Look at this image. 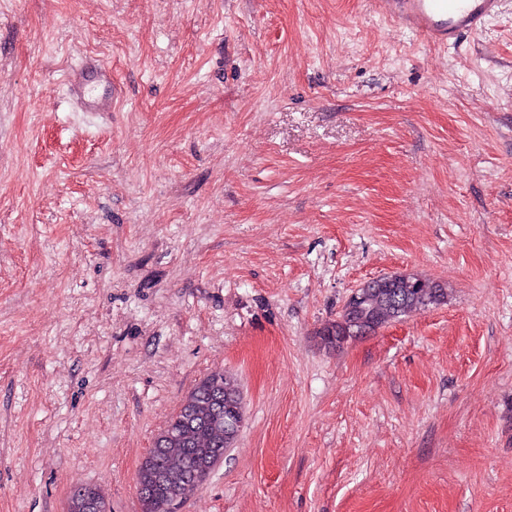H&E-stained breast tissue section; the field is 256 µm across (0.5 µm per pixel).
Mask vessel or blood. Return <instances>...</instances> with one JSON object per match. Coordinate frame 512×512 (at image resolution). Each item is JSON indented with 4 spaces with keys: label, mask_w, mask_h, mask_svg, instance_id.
<instances>
[{
    "label": "vessel or blood",
    "mask_w": 512,
    "mask_h": 512,
    "mask_svg": "<svg viewBox=\"0 0 512 512\" xmlns=\"http://www.w3.org/2000/svg\"><path fill=\"white\" fill-rule=\"evenodd\" d=\"M375 10L400 28L428 43L448 45L465 34L481 32L500 11V0H372ZM112 84V69L94 61L88 70H74L66 78L70 97L78 105L100 112L112 109L111 96L89 97L90 79Z\"/></svg>",
    "instance_id": "obj_1"
}]
</instances>
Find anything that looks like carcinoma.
Listing matches in <instances>:
<instances>
[{
  "mask_svg": "<svg viewBox=\"0 0 512 512\" xmlns=\"http://www.w3.org/2000/svg\"><path fill=\"white\" fill-rule=\"evenodd\" d=\"M446 292L443 285L420 276L387 285L373 283L361 300L344 308L336 323L319 333L326 349H339L334 337L344 328L382 326L400 313L413 312L440 304ZM236 380L220 371L200 380L190 391L179 412L161 432V446L150 449L138 469L141 512H171L170 506L187 499L224 458L227 423L224 420V394L232 392ZM70 512H108L107 501L96 487H78L69 497Z\"/></svg>",
  "mask_w": 512,
  "mask_h": 512,
  "instance_id": "cac0c4a2",
  "label": "carcinoma"
}]
</instances>
